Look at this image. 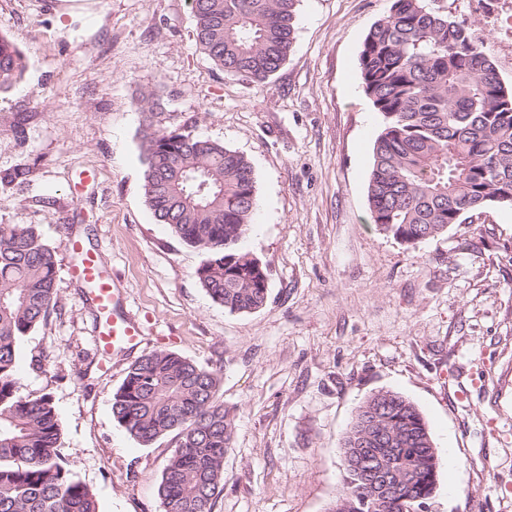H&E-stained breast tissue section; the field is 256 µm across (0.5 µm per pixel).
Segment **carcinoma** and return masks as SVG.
<instances>
[{
	"mask_svg": "<svg viewBox=\"0 0 512 512\" xmlns=\"http://www.w3.org/2000/svg\"><path fill=\"white\" fill-rule=\"evenodd\" d=\"M298 0H191L196 47L224 73L268 81L295 39ZM363 90L383 117L368 181L372 223L414 245L490 206L512 209V85L470 27L434 0H392L359 54ZM27 69L0 36V92ZM156 92L139 98L144 197L155 219L203 251L196 275L213 302L251 313L268 300L260 261L237 249L258 208L248 159L159 125ZM55 253L32 224H0V512H99L64 466L51 399L21 394L20 339L57 305ZM221 369L173 351L135 361L112 397L114 420L143 447L176 449L159 485L162 512H212L223 490L234 414L216 398ZM342 489L329 512H415L434 490V441L405 396L379 391L357 407L340 446ZM392 475L382 507L368 484Z\"/></svg>",
	"mask_w": 512,
	"mask_h": 512,
	"instance_id": "carcinoma-1",
	"label": "carcinoma"
}]
</instances>
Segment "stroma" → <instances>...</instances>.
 Returning <instances> with one entry per match:
<instances>
[{"mask_svg": "<svg viewBox=\"0 0 512 512\" xmlns=\"http://www.w3.org/2000/svg\"><path fill=\"white\" fill-rule=\"evenodd\" d=\"M391 0H299L295 42L265 83L197 49L189 0H0V35L28 58L0 93V224L36 225L54 249L57 306L24 336L23 392L49 396L73 477L99 512H162L175 449L143 447L112 396L144 354L221 364L234 409L212 512H328L341 439L368 395L391 390L424 416L438 481L423 512H512V209L492 207L410 247L380 233L367 188L382 117L362 87L365 35ZM159 121L251 163L259 207L239 241L266 268L254 313L215 304L201 251L145 203L141 89ZM23 124L24 139L12 133ZM97 180L74 192L81 171ZM111 270L137 344L100 357L96 309L72 280L68 238Z\"/></svg>", "mask_w": 512, "mask_h": 512, "instance_id": "obj_1", "label": "stroma"}]
</instances>
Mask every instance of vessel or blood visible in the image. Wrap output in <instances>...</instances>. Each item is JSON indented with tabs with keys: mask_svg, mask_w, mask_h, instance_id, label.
Here are the masks:
<instances>
[{
	"mask_svg": "<svg viewBox=\"0 0 512 512\" xmlns=\"http://www.w3.org/2000/svg\"><path fill=\"white\" fill-rule=\"evenodd\" d=\"M68 248L78 256L69 273L73 279L90 288V300L99 313V331L95 338L97 349L107 354L116 348L136 343L141 331L131 320L117 314L118 296L111 272L82 241L69 240Z\"/></svg>",
	"mask_w": 512,
	"mask_h": 512,
	"instance_id": "1",
	"label": "vessel or blood"
}]
</instances>
